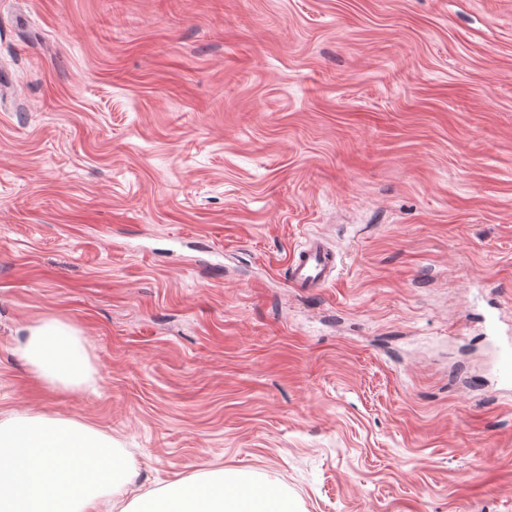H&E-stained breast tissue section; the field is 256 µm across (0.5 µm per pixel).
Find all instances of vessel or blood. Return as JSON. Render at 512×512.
Listing matches in <instances>:
<instances>
[{
	"instance_id": "vessel-or-blood-1",
	"label": "vessel or blood",
	"mask_w": 512,
	"mask_h": 512,
	"mask_svg": "<svg viewBox=\"0 0 512 512\" xmlns=\"http://www.w3.org/2000/svg\"><path fill=\"white\" fill-rule=\"evenodd\" d=\"M337 267L333 250L321 240H309L288 259V285L298 291L324 288L333 281Z\"/></svg>"
}]
</instances>
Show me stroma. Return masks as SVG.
<instances>
[{
  "label": "stroma",
  "mask_w": 512,
  "mask_h": 512,
  "mask_svg": "<svg viewBox=\"0 0 512 512\" xmlns=\"http://www.w3.org/2000/svg\"><path fill=\"white\" fill-rule=\"evenodd\" d=\"M326 238L327 288L285 282ZM512 0H0V417L79 420L137 490L512 512ZM95 390L42 385L28 322ZM18 355L53 389L91 386L95 371L84 346L81 331L55 316L25 325Z\"/></svg>",
  "instance_id": "stroma-1"
}]
</instances>
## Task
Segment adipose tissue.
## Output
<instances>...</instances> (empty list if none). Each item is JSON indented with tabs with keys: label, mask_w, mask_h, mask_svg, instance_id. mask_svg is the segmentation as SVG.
Segmentation results:
<instances>
[{
	"label": "adipose tissue",
	"mask_w": 512,
	"mask_h": 512,
	"mask_svg": "<svg viewBox=\"0 0 512 512\" xmlns=\"http://www.w3.org/2000/svg\"><path fill=\"white\" fill-rule=\"evenodd\" d=\"M18 355L54 389L93 385L80 330L49 316L23 328ZM135 477V465L108 436L72 419L0 420V512H94ZM121 512H292L271 485L218 469L131 498Z\"/></svg>",
	"instance_id": "adipose-tissue-1"
}]
</instances>
